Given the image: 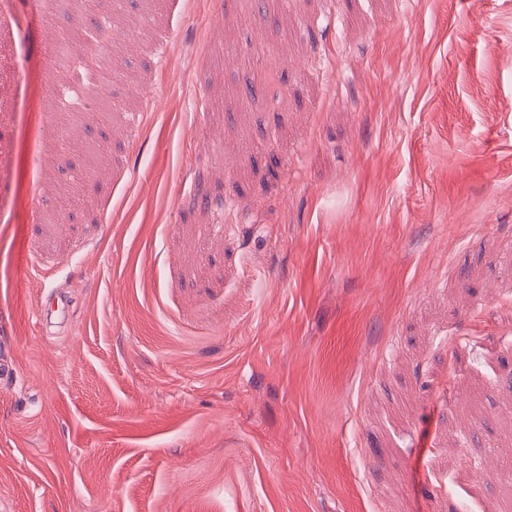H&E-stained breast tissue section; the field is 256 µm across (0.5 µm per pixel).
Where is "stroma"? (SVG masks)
Segmentation results:
<instances>
[{
  "label": "stroma",
  "instance_id": "35a3bbf8",
  "mask_svg": "<svg viewBox=\"0 0 512 512\" xmlns=\"http://www.w3.org/2000/svg\"><path fill=\"white\" fill-rule=\"evenodd\" d=\"M0 20V512H497L512 0H129L66 149Z\"/></svg>",
  "mask_w": 512,
  "mask_h": 512
}]
</instances>
